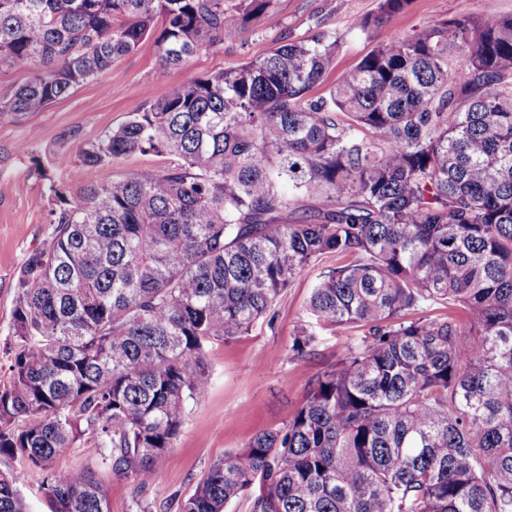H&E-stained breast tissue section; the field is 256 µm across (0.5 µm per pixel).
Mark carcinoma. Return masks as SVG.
<instances>
[{
  "label": "carcinoma",
  "mask_w": 512,
  "mask_h": 512,
  "mask_svg": "<svg viewBox=\"0 0 512 512\" xmlns=\"http://www.w3.org/2000/svg\"><path fill=\"white\" fill-rule=\"evenodd\" d=\"M410 0H380L367 29ZM272 0H0V67L36 64L0 115L41 112L156 38L178 66ZM338 48L326 34L169 88L79 147L87 173L134 153L170 164L72 194L49 181L51 232L15 282L0 384V512H109L72 449L150 484L205 349L248 334L308 267L297 360L317 330L361 343L313 376L283 426L212 462L178 512H512V15L394 36L307 99ZM465 67L448 71V51ZM320 205L288 222L291 199ZM432 304L448 314L432 318ZM30 512H47V502L41 488V478L35 471H28L22 485Z\"/></svg>",
  "instance_id": "carcinoma-1"
}]
</instances>
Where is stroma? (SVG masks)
Listing matches in <instances>:
<instances>
[{
  "label": "stroma",
  "instance_id": "obj_1",
  "mask_svg": "<svg viewBox=\"0 0 512 512\" xmlns=\"http://www.w3.org/2000/svg\"><path fill=\"white\" fill-rule=\"evenodd\" d=\"M380 0H274L271 15L250 18L235 37L201 46L179 66L163 65L154 38L115 61L101 79L85 82L41 112L0 117V343L10 334L14 284L26 256L41 245L50 228L49 181L77 190L85 179L79 165L57 167L62 154L98 140L162 97L172 85L217 70H231L265 56L283 40H305L324 33L339 50L323 81L309 93L328 97L345 71L389 36H407L432 21L458 15L477 18L512 14V0H411L402 13L368 29L356 27L376 16ZM168 157L135 153L98 167L94 177L108 183L130 174L152 173ZM318 268L305 270L275 307L274 319H259L248 335L211 344L207 394L189 403L180 433L155 465L151 485L137 489L101 462L100 451L81 447L57 463L59 474L90 467L107 492L109 512H136V501L153 512H176L174 496H187L209 465L243 448L255 433L278 428L301 404L308 380L357 347L362 329L323 330L316 353L296 360L290 348L296 326L307 320L310 289Z\"/></svg>",
  "mask_w": 512,
  "mask_h": 512
}]
</instances>
